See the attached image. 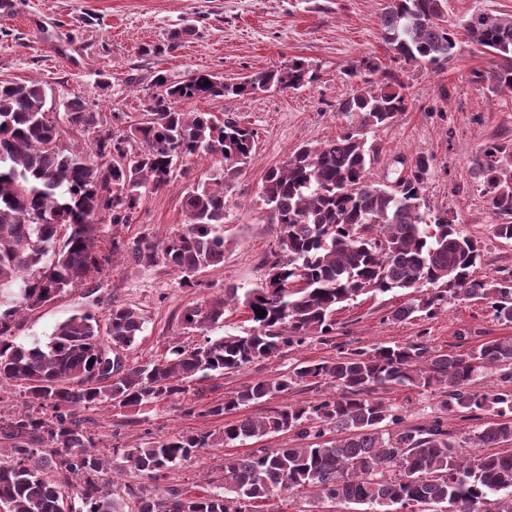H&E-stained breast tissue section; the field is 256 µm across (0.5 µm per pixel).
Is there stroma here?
Here are the masks:
<instances>
[{"label": "stroma", "mask_w": 512, "mask_h": 512, "mask_svg": "<svg viewBox=\"0 0 512 512\" xmlns=\"http://www.w3.org/2000/svg\"><path fill=\"white\" fill-rule=\"evenodd\" d=\"M387 5L388 0H14L12 12L0 13V80L43 83L52 104L50 115L59 122L64 102L76 95L84 98L89 111L101 113L110 129L123 130L146 119L153 79L160 71L174 81L195 71L241 78L299 59L316 75L297 90L180 103L185 111L233 114L259 133L252 161L224 199V233L230 244L223 266L203 272L197 287L187 288L170 269L138 266L130 254H123L119 268L104 266L58 299L25 312L17 321V342L46 343L55 326L75 313L89 311L103 321L112 305H134L145 324L127 362L141 365L162 356L171 341L197 343V336L185 333L179 321L187 306L223 296L231 288L244 292L260 286L279 233L259 197L263 177L299 146L322 141L350 124V117L337 110L351 91L341 71L368 57L392 65L379 29ZM491 63V56L465 42L444 69H408V108L393 125L376 132L382 153L370 178L392 184L403 160L419 152L431 155L427 206L458 215L462 235L477 240L482 249L477 277L498 282L512 279V240L491 232L499 218L481 193L476 159L486 143L512 145V99L479 90L470 80L472 71L488 69ZM184 165L189 177L174 178L147 193L133 223L101 236L99 253L110 251L113 236L127 243H156L185 223L184 195L219 164L188 157ZM405 300L400 290L358 296L337 311L333 342L313 336L278 357L195 381L190 399L196 403L194 411L178 399L144 407L131 421L107 403L84 410L95 451L111 465L102 474L108 489L121 495L126 488L147 483L124 465L119 447L223 427V418L206 414L210 403L298 363L334 358L341 348L404 344L419 335L429 346L446 351L512 339V323L498 321L487 302L478 299L451 303L424 321H388L389 312ZM376 395L400 406L409 424L443 418L457 444L470 448L478 421L443 409L440 395L401 386L377 390ZM293 439L287 433L209 449L172 469L165 484L194 496L215 491L224 484L225 462L253 448H278ZM258 507L260 512H364L363 506L314 499L301 490L276 495Z\"/></svg>", "instance_id": "35a3bbf8"}]
</instances>
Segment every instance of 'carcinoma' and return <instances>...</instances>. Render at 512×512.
I'll use <instances>...</instances> for the list:
<instances>
[{
    "label": "carcinoma",
    "instance_id": "carcinoma-1",
    "mask_svg": "<svg viewBox=\"0 0 512 512\" xmlns=\"http://www.w3.org/2000/svg\"><path fill=\"white\" fill-rule=\"evenodd\" d=\"M448 0H389L380 17L393 59L440 69L458 50L447 24ZM468 42L494 64L470 74L495 96H512V14L476 26L460 23ZM352 90L338 111L357 121L339 135L298 147L269 169L259 197L278 225L276 257L265 282L240 296L230 289L184 309L182 329L202 335L194 346L173 342L161 360L126 363L143 332L132 305L112 306L105 323L90 312L59 323L44 345L13 339L16 317L42 306L102 270L96 256L106 224H130L142 197L177 176L187 157H218L221 168L183 197L187 223L158 246L112 238V254L126 250L144 267L162 265L183 286L224 264V198L251 162L258 132L231 114L185 112L190 98L248 97L272 87L297 90L314 73L300 60L236 82L198 71L174 82L154 78L150 118L117 134L76 98L66 121L93 131V152L69 144L47 117V91L38 81L0 80V387L18 388L24 409L0 417L11 442L0 457L3 512H253V504L301 487L316 497L348 504L427 507L431 512H512V393L475 391L482 371L512 366V340L443 352L422 337L395 345L355 349L328 360L304 361L273 380L258 379L206 408L229 415L251 403L286 395L301 383L334 389L311 404L288 402L265 416L224 423L214 432L186 433L123 450L128 465L158 479L209 448L292 432L295 444L257 448L224 466V490L192 496L176 488L159 493L127 488L109 492L106 465L92 451L93 437L77 411L110 403L121 413L186 398L188 383L238 372L300 346L311 336L327 342L336 310L364 294L408 291L389 321L431 319L453 301H487L494 317L512 323V284L474 276L478 242L457 229L458 216L424 211L432 157L418 153L398 184L369 177L381 149L367 135L393 125L407 110L409 84L380 60L346 65ZM477 169L493 214L491 226L512 240V150L497 142L480 148ZM245 308L253 323L245 335H207L228 307ZM266 314L258 315V310ZM93 364H88V361ZM441 391V405L465 417H487L475 435L479 451L463 454L439 419L408 425L401 409L374 397L380 386ZM343 433L326 437V431Z\"/></svg>",
    "mask_w": 512,
    "mask_h": 512
}]
</instances>
